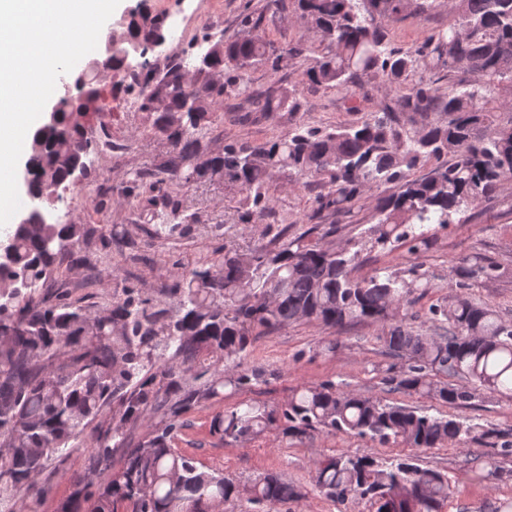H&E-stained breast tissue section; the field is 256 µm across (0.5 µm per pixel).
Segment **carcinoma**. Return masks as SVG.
Instances as JSON below:
<instances>
[{"label": "carcinoma", "instance_id": "cac0c4a2", "mask_svg": "<svg viewBox=\"0 0 512 512\" xmlns=\"http://www.w3.org/2000/svg\"><path fill=\"white\" fill-rule=\"evenodd\" d=\"M296 3L317 46L302 38L278 46L262 32L263 15L247 13L242 23L254 36L215 42L203 36L210 54L194 83L183 79V59L160 67L145 58L136 69L128 66L125 39L146 47L163 29L159 16L134 10L138 24L111 31L117 49L78 71L88 78L86 89L57 98L55 127L34 130L25 162L30 191L48 196L61 182L72 185L74 160L97 146L87 130L103 112L99 75L129 77L142 85L147 133L167 151L151 171L130 173L122 187L126 200L153 218L160 209L178 210L184 187L219 179L242 195L241 223L266 224L271 239L218 259H194L163 299L125 288L92 309L79 300H48L41 289L63 266L81 261L82 245L106 250L115 243L120 258L138 259L132 238L112 243L91 224L43 223L35 214L9 228L10 260L0 266V283L18 277L28 287L0 303V512H38V476L96 421L87 459L96 483L74 478L60 512H224L232 499L242 512H273L300 499L302 490L278 474L261 473L242 487L176 448L187 414L263 381L264 371L243 363L258 336L302 322L336 330L380 321L408 304L411 288L399 275L352 276L355 247L392 251L407 244L410 253H425L434 244L431 225L461 223L458 215L512 176V107L500 100L512 88V0H448V28L407 49L392 46L389 27L435 0ZM298 59L307 61L300 83L336 89L351 111L360 110L364 78L400 94L357 124L321 131L300 124L256 144L219 142L214 131L226 99L267 114L300 110L297 86L275 83L258 95L250 79L257 67L276 73ZM212 70L225 79L214 82ZM285 172L320 188L315 218L359 208L374 187L392 184L396 191L376 208L366 235L338 249L326 240L333 226L312 241L308 230L290 239L288 227L267 222L272 188ZM183 230L154 224L147 234ZM499 271L497 262L478 255L454 266L452 275L468 287ZM428 314L447 326V335L428 336L400 321L379 337L396 359L385 369V384L455 410L484 392L512 397V324L492 307L462 298L437 302ZM143 424L144 434L132 440L130 430ZM209 429L228 443L276 429L292 441L345 432L416 449L488 441L499 455H512V432L344 392L331 381L302 386L277 406L242 400L215 414ZM315 483L335 504L360 499L371 512H439L449 492L447 474L420 467L410 455L390 462L331 455L317 463Z\"/></svg>", "mask_w": 512, "mask_h": 512}]
</instances>
